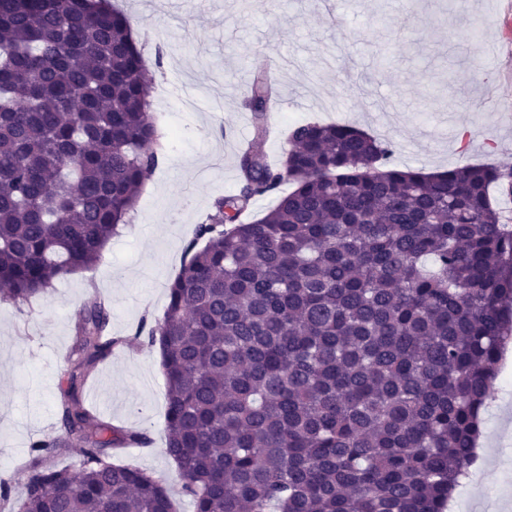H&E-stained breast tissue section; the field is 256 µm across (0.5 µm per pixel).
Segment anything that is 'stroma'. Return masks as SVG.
Returning <instances> with one entry per match:
<instances>
[{
  "label": "stroma",
  "instance_id": "stroma-1",
  "mask_svg": "<svg viewBox=\"0 0 512 512\" xmlns=\"http://www.w3.org/2000/svg\"><path fill=\"white\" fill-rule=\"evenodd\" d=\"M141 33L139 46L155 76L153 110L162 160L145 181L99 262L57 279L47 292L14 305L0 303V478L21 497L18 467L33 438L58 431L60 376L73 343L71 317L92 295L110 300V333L132 337L152 326L168 303V287L185 247L218 197L235 192V144L253 135L244 102L257 63L280 70L289 97L270 113L283 135L269 142L270 160L285 138L311 120L352 123L393 144L390 165L427 172L463 163L512 165V129L496 109L473 102L472 73L493 81L512 103V27L498 0H347L335 13L325 0H112ZM501 368L485 416L474 483L460 487L459 512H481L487 497L512 512L511 373ZM93 389L103 417L138 427L149 448H126L132 464L169 487L179 480L165 452V381L155 347L135 344L100 366Z\"/></svg>",
  "mask_w": 512,
  "mask_h": 512
}]
</instances>
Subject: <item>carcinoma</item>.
<instances>
[{"instance_id": "cac0c4a2", "label": "carcinoma", "mask_w": 512, "mask_h": 512, "mask_svg": "<svg viewBox=\"0 0 512 512\" xmlns=\"http://www.w3.org/2000/svg\"><path fill=\"white\" fill-rule=\"evenodd\" d=\"M150 88L111 0H0L1 300L100 260L161 160ZM243 94L239 190L197 225L148 330L181 495L193 512H446L512 339V223L491 195L512 197V172L388 167L392 142L317 121L272 165L265 68ZM109 320L98 296L75 313L61 433L32 442L23 497L0 479V512H173L159 480L111 462L150 436L85 404L130 344ZM72 445L75 471L57 462Z\"/></svg>"}]
</instances>
